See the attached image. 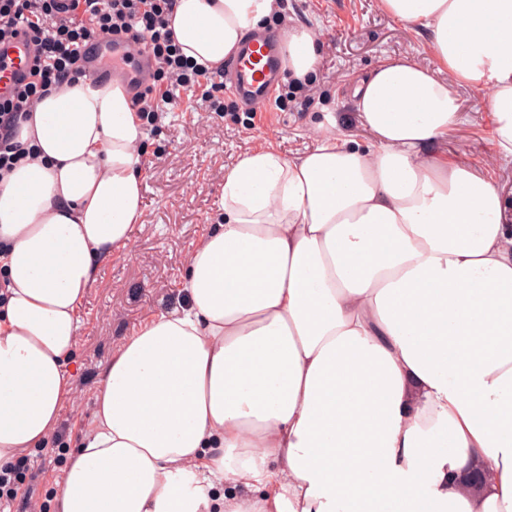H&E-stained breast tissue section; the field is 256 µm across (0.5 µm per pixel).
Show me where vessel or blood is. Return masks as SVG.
Listing matches in <instances>:
<instances>
[{
  "label": "vessel or blood",
  "instance_id": "1",
  "mask_svg": "<svg viewBox=\"0 0 512 512\" xmlns=\"http://www.w3.org/2000/svg\"><path fill=\"white\" fill-rule=\"evenodd\" d=\"M93 50L86 64L93 76L123 83L130 94L146 91L152 84V63L148 54L137 57V66L127 62L130 51L126 38L98 34L91 38ZM34 47L26 36L0 44V94L10 91L34 61ZM282 77L278 38L269 31L246 35L238 54L224 67V87L246 110H264L273 99Z\"/></svg>",
  "mask_w": 512,
  "mask_h": 512
}]
</instances>
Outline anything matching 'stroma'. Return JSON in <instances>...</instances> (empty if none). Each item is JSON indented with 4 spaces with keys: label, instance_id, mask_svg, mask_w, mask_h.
Segmentation results:
<instances>
[{
    "label": "stroma",
    "instance_id": "1",
    "mask_svg": "<svg viewBox=\"0 0 512 512\" xmlns=\"http://www.w3.org/2000/svg\"><path fill=\"white\" fill-rule=\"evenodd\" d=\"M291 24L319 27L323 37L310 84L296 89L291 81L280 83L288 93L287 110L273 108L252 118L242 112L233 120L207 111L200 89L187 88L177 107L146 124L144 221L133 231L130 255L102 265L83 301L82 327L69 364L76 398L63 406L49 446L28 455L24 486L42 512H52L66 456L92 422L95 387L105 364L144 319L184 304L190 252L218 216L222 169L259 145H272L287 156L304 154L314 144V124L328 112L336 116L339 134L367 142L351 87L389 57L406 54L422 65L434 64L420 38L380 10L377 0H283L281 13L272 15L266 27L281 32ZM307 95L314 102L305 108L301 101ZM459 95L471 119L449 131L441 146L486 176L500 178L484 99L467 88Z\"/></svg>",
    "mask_w": 512,
    "mask_h": 512
}]
</instances>
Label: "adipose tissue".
Listing matches in <instances>:
<instances>
[{
  "mask_svg": "<svg viewBox=\"0 0 512 512\" xmlns=\"http://www.w3.org/2000/svg\"><path fill=\"white\" fill-rule=\"evenodd\" d=\"M379 6L434 67L403 55L359 81L368 146L329 115L306 153L259 146L225 169L187 304L102 370L53 512H512V199L433 148L467 121L460 84L512 164V0ZM277 9L177 0L171 26L215 68ZM321 37L289 28L291 76L314 72ZM20 139L31 154L0 181V468L57 432L83 300L143 221V122L123 84L64 85Z\"/></svg>",
  "mask_w": 512,
  "mask_h": 512,
  "instance_id": "ef3b65f1",
  "label": "adipose tissue"
}]
</instances>
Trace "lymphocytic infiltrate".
<instances>
[{
	"label": "lymphocytic infiltrate",
	"instance_id": "lymphocytic-infiltrate-1",
	"mask_svg": "<svg viewBox=\"0 0 512 512\" xmlns=\"http://www.w3.org/2000/svg\"><path fill=\"white\" fill-rule=\"evenodd\" d=\"M176 0H0V42L26 29L36 46V66L28 82L0 97V179L28 150L19 139L21 125L35 102L84 75L81 53L96 33L125 34L134 51L150 53L154 79L166 84L162 95L134 99L143 119L161 107L177 106L181 89L202 86L209 111L224 112L220 98L223 71H209L184 57L169 25Z\"/></svg>",
	"mask_w": 512,
	"mask_h": 512
}]
</instances>
